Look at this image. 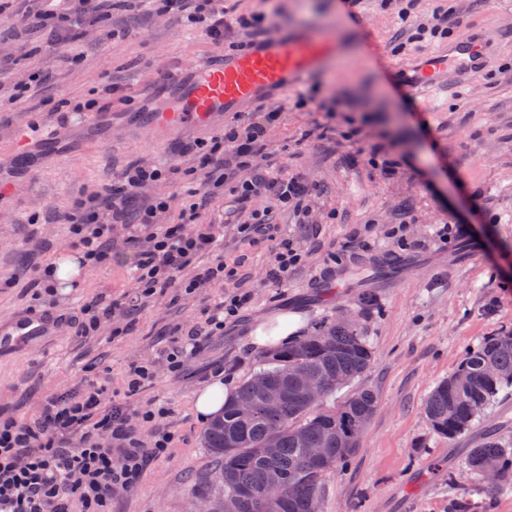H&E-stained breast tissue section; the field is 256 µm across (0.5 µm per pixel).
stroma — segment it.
<instances>
[{"label":"stroma","mask_w":512,"mask_h":512,"mask_svg":"<svg viewBox=\"0 0 512 512\" xmlns=\"http://www.w3.org/2000/svg\"><path fill=\"white\" fill-rule=\"evenodd\" d=\"M228 7L232 21L217 45L183 15L156 11L144 0H112L107 18L77 21V37L64 49L37 22V0H0V319L41 310L30 281L59 251L72 249L68 217L76 198L120 184L132 166L157 165L165 176L140 189L131 205L165 199L158 221L176 223L201 175V153L225 126L260 111L281 113L267 132L262 166L301 173L317 186L308 226L263 196L237 216L243 223L268 210L284 234L310 239L304 265L286 286L266 278L270 243L243 240L225 224L230 191L215 190L200 220L223 225L224 241L212 257L235 267V276L190 294L169 289L90 335L70 328L61 340L0 356V414L28 422L45 397L91 380L108 382L128 413L160 403L168 410L160 425L172 437L170 447L147 463L133 489L113 499L112 512H198L195 490L213 461L203 446L206 424L194 411L197 392L218 377L238 390L260 369L269 352L254 346L251 334L274 313L299 315L304 337L350 321L370 345L373 363L323 406L334 408L359 389L371 390L378 404L357 453L324 479L322 512H448L452 478L467 489L473 512H512V491L486 494L467 467L470 448L486 433L512 446V387L451 439L424 414L432 390L467 351L487 337L512 334V0H353L349 7L343 0H277L274 34L322 30L339 40L344 64L316 78L324 98L343 99L365 125V140L344 138L315 105L297 107L294 87L262 91L205 128L171 135L148 129L141 114L170 109L177 78L252 42L234 19L263 10L264 0H229ZM442 10L459 18L448 36L411 42ZM373 34L381 43L376 56L364 50ZM475 36L487 45L485 68L442 76L440 110L416 109L406 78ZM110 84L117 88L111 97L104 92ZM92 100L111 112V128L80 123L78 106ZM21 128L39 145L30 169L12 153ZM376 142L402 159L392 180H379L367 163ZM403 212L413 217L408 235L417 249L400 250L386 234ZM449 222L466 225L468 235L441 242L436 228ZM364 224L369 250L348 248ZM129 235L126 226H115L111 263L87 268L69 292H54L51 312L76 317L85 304L132 292ZM404 257L418 267L392 288H347L321 298L312 287L340 261L363 266ZM239 292L250 294L249 303L181 370L169 371L165 353L186 328L203 327L207 313ZM142 362L153 364L155 377L127 392L126 374Z\"/></svg>","instance_id":"stroma-1"}]
</instances>
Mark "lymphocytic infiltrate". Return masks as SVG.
I'll use <instances>...</instances> for the list:
<instances>
[{
    "instance_id": "obj_1",
    "label": "lymphocytic infiltrate",
    "mask_w": 512,
    "mask_h": 512,
    "mask_svg": "<svg viewBox=\"0 0 512 512\" xmlns=\"http://www.w3.org/2000/svg\"><path fill=\"white\" fill-rule=\"evenodd\" d=\"M39 2L41 25L56 42L68 43L73 39L74 17L89 11L94 0ZM152 2L163 12L187 13L201 23L214 43H223L224 0ZM279 118V112L269 111L248 123L225 126L223 136L214 139L203 156L200 184L191 189L193 201L180 212L177 223H155L157 212L168 207L161 198L138 213L139 246L131 258L137 290L104 307L85 305V319L79 324L82 332L96 329L115 311L132 312L143 298L180 287L190 293L211 281L234 276V269L220 261L197 269L190 281L180 278L199 255L217 246L213 225L198 221L202 186L229 185L234 202L241 206L263 195L291 208L299 220H306L315 185L302 175L274 173L255 163L262 155L268 127ZM241 168L252 169V178L230 184L232 170ZM112 199L108 192L99 204L91 199L77 200L69 218L74 243L83 248V259L92 267L112 259V227L122 218L120 211L112 209ZM239 232L252 242H271L266 276L277 284H287L307 256L293 238L279 235L270 213L240 225ZM248 300L245 293L225 298L223 306L208 315L204 328L188 331L182 343L168 353L169 369H177L195 356L203 339L223 330L227 318L235 316ZM108 394L107 385L91 384L78 394L46 399L33 423L0 418V512H111L113 496L136 485L149 458L167 452L171 436L155 425L165 413L163 406L141 412V421L153 426L145 442L131 428L126 413L108 405Z\"/></svg>"
}]
</instances>
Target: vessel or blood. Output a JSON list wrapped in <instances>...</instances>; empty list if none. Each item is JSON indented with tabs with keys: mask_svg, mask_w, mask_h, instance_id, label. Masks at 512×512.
<instances>
[{
	"mask_svg": "<svg viewBox=\"0 0 512 512\" xmlns=\"http://www.w3.org/2000/svg\"><path fill=\"white\" fill-rule=\"evenodd\" d=\"M485 57L486 49L477 40L456 43L448 53L434 56L416 80L406 82L405 90L414 98L419 89H437L440 72L478 69ZM342 60L341 45L330 35L296 30L277 41L258 43L225 56L220 64L199 69L194 79L179 84L171 110L146 113L142 121L169 133L189 124L204 125L213 115L233 111L239 104L252 100L260 90L287 85L289 80L310 76L323 65ZM373 267L374 275L360 280L352 265L340 264L316 280L315 285L341 289L355 283L362 288H387L392 284L388 271L408 273L416 265L411 260L393 263L378 260ZM59 334L56 317L32 312L15 321L0 323V351Z\"/></svg>",
	"mask_w": 512,
	"mask_h": 512,
	"instance_id": "1",
	"label": "vessel or blood"
}]
</instances>
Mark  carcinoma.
Wrapping results in <instances>:
<instances>
[{"instance_id":"cac0c4a2","label":"carcinoma","mask_w":512,"mask_h":512,"mask_svg":"<svg viewBox=\"0 0 512 512\" xmlns=\"http://www.w3.org/2000/svg\"><path fill=\"white\" fill-rule=\"evenodd\" d=\"M371 363L369 344L344 324L326 326L263 361L262 369L224 403V412L203 434L215 461L212 481L222 487V494L212 498L215 512H310L311 502L321 498L326 475L345 466L356 453L361 428L370 422L377 401L371 391L360 390L335 409L319 406L340 388L339 381L355 379ZM295 374L319 384L317 400L305 396ZM509 386L512 335L489 337L480 348L466 353L457 371L434 388L424 412L437 433L451 438ZM243 402L253 407L247 417L238 413ZM316 443L326 448L323 461L309 455L308 448ZM511 453L491 433L471 449L469 470L479 477L486 471L496 474L486 487L488 494L512 487ZM273 480L280 494L270 500L265 489ZM210 482L197 487L199 495L209 494Z\"/></svg>"}]
</instances>
